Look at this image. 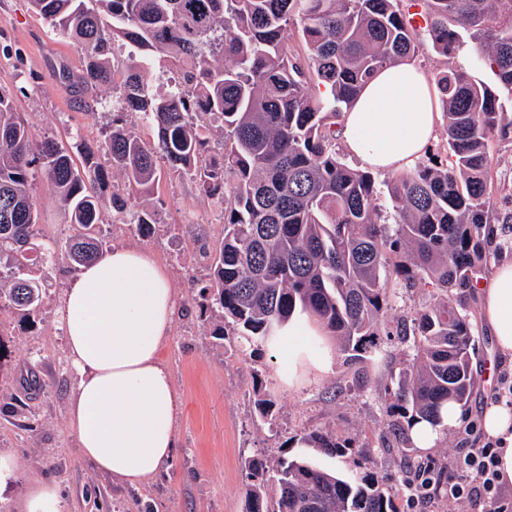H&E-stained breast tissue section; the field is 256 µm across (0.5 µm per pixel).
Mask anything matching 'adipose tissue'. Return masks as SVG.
I'll list each match as a JSON object with an SVG mask.
<instances>
[{"label":"adipose tissue","mask_w":512,"mask_h":512,"mask_svg":"<svg viewBox=\"0 0 512 512\" xmlns=\"http://www.w3.org/2000/svg\"><path fill=\"white\" fill-rule=\"evenodd\" d=\"M440 114L435 87L413 60L384 68L340 118L346 151L367 167L399 173L424 155ZM480 314L499 355L512 357V261L474 285ZM177 313L170 278L144 249L118 246L73 277L62 298V323L75 389L68 424L81 455L100 472L131 484L168 469L177 441L179 395L160 358ZM325 330L296 312L272 333L288 347V387L330 373ZM474 433L496 442L499 471L512 482V405L485 408Z\"/></svg>","instance_id":"ef3b65f1"}]
</instances>
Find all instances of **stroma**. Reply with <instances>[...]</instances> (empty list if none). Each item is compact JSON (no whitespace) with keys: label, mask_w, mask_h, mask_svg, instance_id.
I'll use <instances>...</instances> for the list:
<instances>
[{"label":"stroma","mask_w":512,"mask_h":512,"mask_svg":"<svg viewBox=\"0 0 512 512\" xmlns=\"http://www.w3.org/2000/svg\"><path fill=\"white\" fill-rule=\"evenodd\" d=\"M83 52L56 35L29 0H0V89L24 114L34 140L55 138L66 149L99 144L112 127L105 102L111 90H95L101 106L89 110L86 97L52 78V69L79 71ZM154 193L160 222L143 235L104 206L100 232L109 245L150 250L165 267L178 301V314L163 357L181 401L177 448L171 467L141 486L99 473L79 455L67 424L74 388L60 328V305L75 271L66 258L70 227L40 171L30 192L38 207L34 243L50 246L56 259L47 275L44 303L30 318L0 310V453L11 455L18 479L0 489V512H18L28 479L52 481L66 512H246V457L277 460L307 429L332 430L357 447L331 457L313 453L320 466L346 475L373 472L388 490L401 488L406 466L427 460L449 467L473 436L448 431L432 451L415 448L394 430L398 414L384 391L404 367L408 349L387 348L367 374L354 376L344 361L331 373L288 388L286 352H238L216 338L199 316L196 285L206 279L210 256L224 238L223 206L189 178L159 162ZM475 388L466 408L479 417L491 402L512 394V361L497 358L483 323L475 325L472 363ZM262 386L273 402L272 425L262 424L253 389Z\"/></svg>","instance_id":"obj_1"}]
</instances>
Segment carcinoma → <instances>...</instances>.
I'll return each instance as SVG.
<instances>
[{
  "label": "carcinoma",
  "mask_w": 512,
  "mask_h": 512,
  "mask_svg": "<svg viewBox=\"0 0 512 512\" xmlns=\"http://www.w3.org/2000/svg\"><path fill=\"white\" fill-rule=\"evenodd\" d=\"M57 34L84 50L79 74L52 71L78 92L108 87L121 103L100 145L112 169L141 195L112 190V207L140 233L159 223L158 159L224 204V239L199 288L200 316L221 319L218 336L260 351L297 308L315 314L349 362L371 363L389 342L414 350L385 384L400 434L441 407L465 406L474 387L466 290L484 270V229L512 224L493 203L491 143L512 136V0H30ZM421 17L424 25L417 24ZM302 49L296 50L292 35ZM424 35L443 58L433 73L446 123L448 162L427 155L381 183L336 149V119L378 69L415 56ZM128 47L114 64L115 41ZM471 45L467 64L458 60ZM170 71L168 88L152 81ZM489 72L493 82L476 78ZM156 131L147 144L128 126ZM224 149L203 158L211 130ZM53 186L78 266L103 254L98 234L105 175L89 147L80 162L52 138L33 141L26 119L0 90V307L23 315L44 302L37 265L52 254L32 243L38 208L33 167ZM387 195L394 216L376 205ZM433 289L414 317L394 325V286ZM263 419L273 400L255 389ZM297 442L345 456L352 441L333 431ZM428 489L442 492L444 468L426 464ZM247 512H397L371 473L353 478L306 454L247 461Z\"/></svg>",
  "instance_id": "carcinoma-1"
}]
</instances>
